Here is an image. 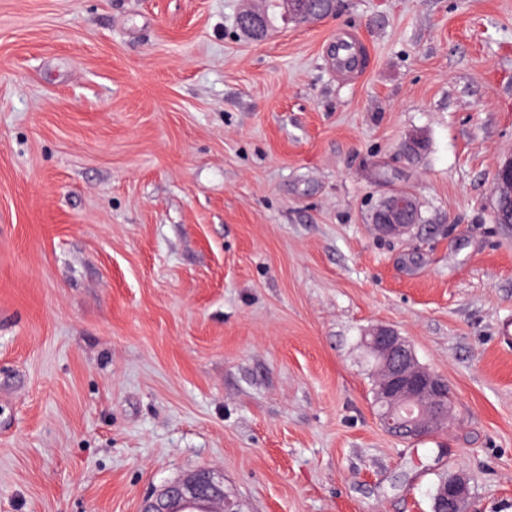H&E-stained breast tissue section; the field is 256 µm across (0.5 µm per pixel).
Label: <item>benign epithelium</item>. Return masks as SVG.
Instances as JSON below:
<instances>
[{"label": "benign epithelium", "mask_w": 512, "mask_h": 512, "mask_svg": "<svg viewBox=\"0 0 512 512\" xmlns=\"http://www.w3.org/2000/svg\"><path fill=\"white\" fill-rule=\"evenodd\" d=\"M492 200L506 223H512V156L499 163L492 186ZM417 213L414 200L399 194L387 197L383 208L373 214L377 230L402 237L413 227ZM376 358L375 401L380 407L381 427L398 438L419 439L441 429L450 409L436 403L435 396L446 382L419 363L406 338L388 327L372 329L364 339ZM468 482L454 474L437 488L433 512H468ZM240 512L236 501L224 491L223 478L211 467H201L183 479L168 484L142 501L140 512Z\"/></svg>", "instance_id": "7a95c632"}]
</instances>
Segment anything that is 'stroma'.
<instances>
[{
  "mask_svg": "<svg viewBox=\"0 0 512 512\" xmlns=\"http://www.w3.org/2000/svg\"><path fill=\"white\" fill-rule=\"evenodd\" d=\"M244 5L0 0V512H139L203 465L241 512H433L455 473L512 512V0H340L260 41ZM399 189L424 223L381 236ZM380 325L449 428L382 429ZM333 56L336 73L341 75L358 73L367 62L364 50L351 33L336 36V49ZM492 200L497 212L506 220L504 224L512 223V156L499 163L492 186Z\"/></svg>",
  "mask_w": 512,
  "mask_h": 512,
  "instance_id": "35a3bbf8",
  "label": "stroma"
}]
</instances>
